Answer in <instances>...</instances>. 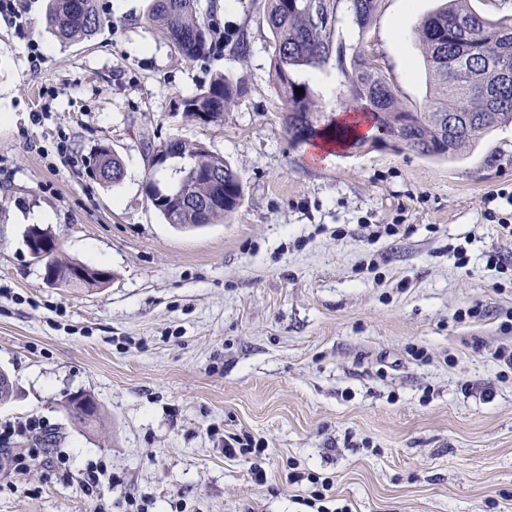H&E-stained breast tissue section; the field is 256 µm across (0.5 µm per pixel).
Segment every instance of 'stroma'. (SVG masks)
I'll list each match as a JSON object with an SVG mask.
<instances>
[{
    "mask_svg": "<svg viewBox=\"0 0 512 512\" xmlns=\"http://www.w3.org/2000/svg\"><path fill=\"white\" fill-rule=\"evenodd\" d=\"M99 2L108 26L66 44L45 28L50 0H24L19 28L0 16V368L15 385L0 426L39 420L13 448L69 455L62 472L1 457L0 512H95L129 491L149 512H310L313 486L295 473L348 512H512V368L493 356L512 349V237L488 219L512 212L499 197L512 125L450 162L382 148L325 162L284 128L256 0L198 4L226 33L248 26L244 63L186 58L147 23L151 0ZM438 6L380 0L366 35L339 26L413 111L432 99L415 30ZM218 73L244 80L238 104L219 124L184 117ZM295 78L323 120L349 112L335 62ZM148 134L223 156L239 208L199 229L166 224L146 181L175 175L149 169ZM102 146L123 161L119 184L91 172ZM34 210L62 258L110 281L45 285L21 220ZM80 393L100 407L91 435L64 409ZM230 435L265 445L266 483L252 455H225Z\"/></svg>",
    "mask_w": 512,
    "mask_h": 512,
    "instance_id": "stroma-1",
    "label": "stroma"
}]
</instances>
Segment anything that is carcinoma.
Returning <instances> with one entry per match:
<instances>
[{
  "label": "carcinoma",
  "instance_id": "obj_1",
  "mask_svg": "<svg viewBox=\"0 0 512 512\" xmlns=\"http://www.w3.org/2000/svg\"><path fill=\"white\" fill-rule=\"evenodd\" d=\"M360 34L373 22L378 0H255L263 4V20L271 33L272 76L285 112L283 123L293 141L307 142L316 135L348 141L350 148L366 150L376 139L350 137L347 127L321 124L309 86L294 79L298 70L317 69L336 57L350 99L365 110L377 128L383 127L405 148L422 156L454 159L479 141L488 129L512 124V18L490 19L470 5V0H444L416 29L423 63L432 79L433 102L419 112L406 108L394 85L366 56L343 54L335 39L344 2ZM197 0H153L147 21L160 28L188 59L209 57L228 45L245 62L250 53L247 29L231 35L221 30L215 16L208 22L197 17ZM105 24L98 0H51L45 17L48 32L64 42L90 38ZM303 93H296V89ZM243 83L224 74L182 101L183 114L195 119L207 114L211 123L238 103ZM174 157L183 160L178 184L167 190L147 183L146 195L168 224H212L234 213L243 196L240 175L224 160L193 141L168 140ZM102 180L118 184L124 176L114 154L99 156ZM56 270L54 286H97L69 276L77 263L49 255Z\"/></svg>",
  "mask_w": 512,
  "mask_h": 512
}]
</instances>
